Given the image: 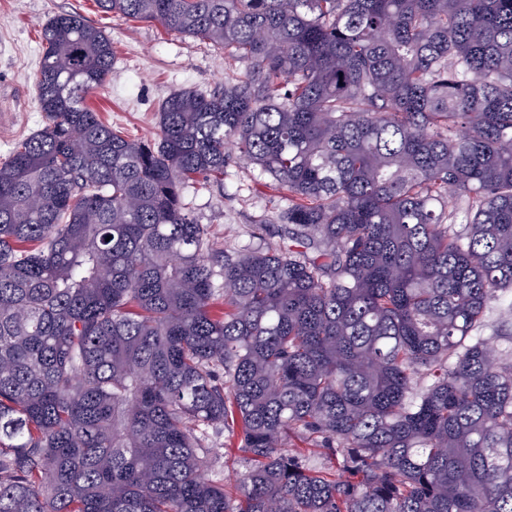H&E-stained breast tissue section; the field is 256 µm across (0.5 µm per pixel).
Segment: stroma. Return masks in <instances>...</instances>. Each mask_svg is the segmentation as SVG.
Segmentation results:
<instances>
[{"label": "stroma", "mask_w": 512, "mask_h": 512, "mask_svg": "<svg viewBox=\"0 0 512 512\" xmlns=\"http://www.w3.org/2000/svg\"><path fill=\"white\" fill-rule=\"evenodd\" d=\"M77 13L112 40L115 60L103 89L88 105L125 135L150 138L164 99L182 88L210 89L224 79V51L156 23L105 13L95 0H0V163L21 139L42 126L36 103L35 73L41 27L49 17ZM187 207L213 236L232 245L248 243L247 226L284 207L287 191L252 166H232L221 181L191 184ZM481 336L498 350L512 352V292L503 291L488 308Z\"/></svg>", "instance_id": "35a3bbf8"}]
</instances>
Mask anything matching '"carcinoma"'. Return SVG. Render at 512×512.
<instances>
[{
  "label": "carcinoma",
  "instance_id": "carcinoma-1",
  "mask_svg": "<svg viewBox=\"0 0 512 512\" xmlns=\"http://www.w3.org/2000/svg\"><path fill=\"white\" fill-rule=\"evenodd\" d=\"M96 3L241 68L132 139L85 105L110 37L42 25L43 126L0 164V512H512V356L477 335L512 287V0ZM241 162L288 191L274 246L183 202Z\"/></svg>",
  "mask_w": 512,
  "mask_h": 512
}]
</instances>
